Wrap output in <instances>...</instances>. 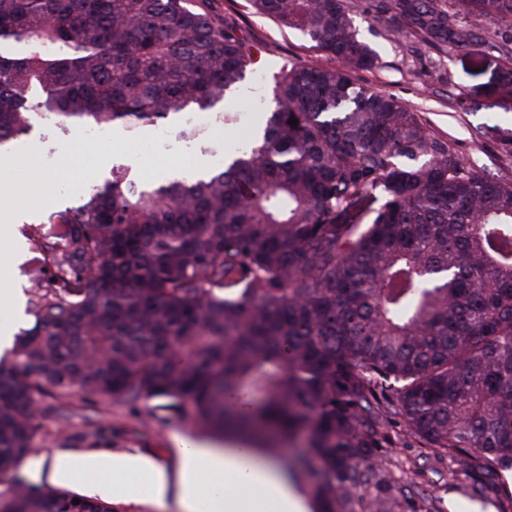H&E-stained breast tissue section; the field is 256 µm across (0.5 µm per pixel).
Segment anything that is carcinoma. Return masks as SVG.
Here are the masks:
<instances>
[{
    "mask_svg": "<svg viewBox=\"0 0 512 512\" xmlns=\"http://www.w3.org/2000/svg\"><path fill=\"white\" fill-rule=\"evenodd\" d=\"M207 2L0 0V153L43 116L131 132L181 112L235 125L219 104L258 48ZM245 2L334 64L283 68L224 166L159 183L114 166L82 205L31 228L41 294L0 367V483L46 386L189 402L219 432L303 437L323 512H401L403 490L377 466L395 420L464 476L512 472V180L357 82L379 56L351 0ZM389 10L459 51L501 37L497 85L512 90V0ZM0 512L116 508L15 482Z\"/></svg>",
    "mask_w": 512,
    "mask_h": 512,
    "instance_id": "obj_1",
    "label": "carcinoma"
}]
</instances>
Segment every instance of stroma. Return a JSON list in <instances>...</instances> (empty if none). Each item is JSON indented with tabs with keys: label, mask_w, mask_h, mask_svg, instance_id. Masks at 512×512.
<instances>
[{
	"label": "stroma",
	"mask_w": 512,
	"mask_h": 512,
	"mask_svg": "<svg viewBox=\"0 0 512 512\" xmlns=\"http://www.w3.org/2000/svg\"><path fill=\"white\" fill-rule=\"evenodd\" d=\"M377 2L352 0L353 18L361 28L370 29L369 39L379 54L378 67L358 72V82L393 95L417 112L429 131L447 139L465 162L512 179V153L505 149L512 139V92L490 90L504 56L479 42L458 51L451 44L437 45L395 29L377 13ZM209 9L216 17L235 18L243 34L262 48L246 84L228 99L230 108L248 117H256L271 101L274 77L283 66L320 60L299 32L252 13L245 0H209ZM113 131L111 143L91 149L78 133L62 141L39 121L0 159V183L23 191L20 220L0 231V279L16 283L26 311L21 327L34 323L27 312L34 298L28 227L52 212L83 204L90 189L104 184L113 166L128 165L135 176L149 180L174 173L172 167L152 165L142 151L154 136L153 128L134 135L117 124ZM179 438L209 442L213 436L189 406L174 410L156 399L121 403L50 387L39 399L37 430L13 477L46 492L57 490L49 466L58 452L144 454L174 472L180 467L174 451ZM380 469L391 485L410 490L409 512H512V500L500 493L497 477L477 473L464 478L454 459L402 440L388 449ZM99 483V476L88 475L73 489L112 501L117 512H161L150 498L148 481H141L142 493L134 499L112 497L100 490Z\"/></svg>",
	"instance_id": "obj_1"
}]
</instances>
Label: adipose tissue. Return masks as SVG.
I'll return each instance as SVG.
<instances>
[{
    "instance_id": "obj_1",
    "label": "adipose tissue",
    "mask_w": 512,
    "mask_h": 512,
    "mask_svg": "<svg viewBox=\"0 0 512 512\" xmlns=\"http://www.w3.org/2000/svg\"><path fill=\"white\" fill-rule=\"evenodd\" d=\"M177 451L182 466L174 477L140 454H57L50 478L69 483L87 473L120 474L124 481L113 494L133 495L136 477L144 475L155 503L174 501L179 512H307L282 461L261 449L229 439L220 447L182 442Z\"/></svg>"
}]
</instances>
